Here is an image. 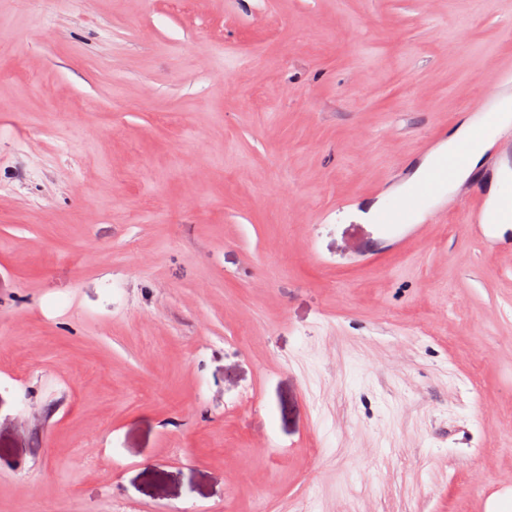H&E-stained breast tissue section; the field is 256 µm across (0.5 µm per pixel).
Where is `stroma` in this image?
Wrapping results in <instances>:
<instances>
[{"label": "stroma", "instance_id": "35a3bbf8", "mask_svg": "<svg viewBox=\"0 0 512 512\" xmlns=\"http://www.w3.org/2000/svg\"><path fill=\"white\" fill-rule=\"evenodd\" d=\"M512 0H0V512H512V223L372 221Z\"/></svg>", "mask_w": 512, "mask_h": 512}]
</instances>
